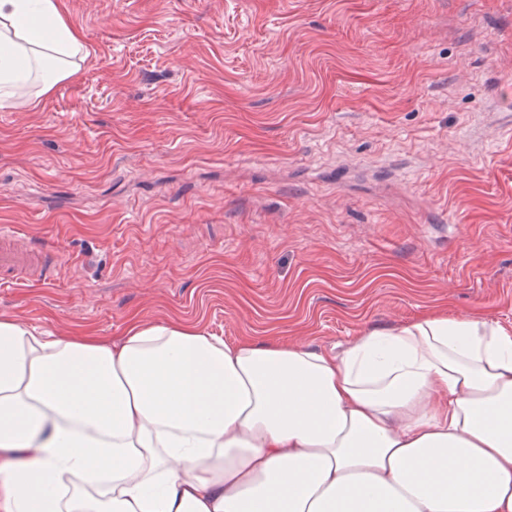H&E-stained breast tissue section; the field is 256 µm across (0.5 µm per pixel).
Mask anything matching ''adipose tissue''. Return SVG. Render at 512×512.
Here are the masks:
<instances>
[{
  "label": "adipose tissue",
  "mask_w": 512,
  "mask_h": 512,
  "mask_svg": "<svg viewBox=\"0 0 512 512\" xmlns=\"http://www.w3.org/2000/svg\"><path fill=\"white\" fill-rule=\"evenodd\" d=\"M2 44L1 105L89 54L63 0H0ZM0 512H512V326L432 314L323 353L0 318Z\"/></svg>",
  "instance_id": "adipose-tissue-1"
}]
</instances>
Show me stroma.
<instances>
[{
	"label": "stroma",
	"mask_w": 512,
	"mask_h": 512,
	"mask_svg": "<svg viewBox=\"0 0 512 512\" xmlns=\"http://www.w3.org/2000/svg\"><path fill=\"white\" fill-rule=\"evenodd\" d=\"M88 57L0 107V227L61 252L0 317L331 352L512 325V0H66Z\"/></svg>",
	"instance_id": "1"
}]
</instances>
